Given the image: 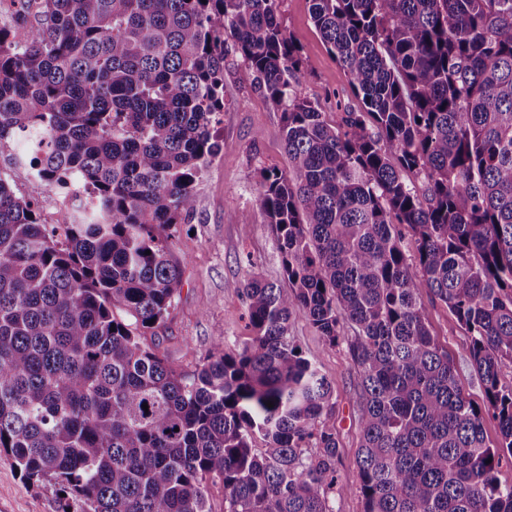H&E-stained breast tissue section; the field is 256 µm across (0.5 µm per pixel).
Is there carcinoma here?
Masks as SVG:
<instances>
[{"label":"carcinoma","instance_id":"obj_1","mask_svg":"<svg viewBox=\"0 0 512 512\" xmlns=\"http://www.w3.org/2000/svg\"><path fill=\"white\" fill-rule=\"evenodd\" d=\"M12 2L37 25L0 26V142L35 137L18 159L93 201L44 224L0 177V453L22 477L61 512H212L217 486L224 512H332L333 388L290 336L301 314L330 347L355 329L364 512H512V0H310L362 103L336 125L298 93L279 0ZM227 47L281 112L290 168L261 170L259 205L288 288L248 277L251 336L186 370L144 336L180 296L169 240L216 154ZM429 328L439 345L453 360L457 384L466 398L483 406L484 390L478 374L471 365L469 340L447 307L428 294L422 296Z\"/></svg>","mask_w":512,"mask_h":512}]
</instances>
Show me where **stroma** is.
Segmentation results:
<instances>
[{
    "instance_id": "stroma-1",
    "label": "stroma",
    "mask_w": 512,
    "mask_h": 512,
    "mask_svg": "<svg viewBox=\"0 0 512 512\" xmlns=\"http://www.w3.org/2000/svg\"><path fill=\"white\" fill-rule=\"evenodd\" d=\"M279 17L302 48L304 65L296 75L301 97L317 105L332 123L343 113L358 110L346 71L313 23L309 0H281ZM216 142L218 149L196 188V212L170 244L173 257L185 268L180 296L165 326L148 338L159 353L181 366L207 355L216 342L234 345L249 338L241 299L249 273L279 284L284 281L279 243L256 191L261 169L284 171L289 166L281 114L255 88L252 75L232 51L224 56V110ZM19 150L14 143L0 146V176L17 196L37 201L43 223H54V193L44 183L29 181L15 162ZM239 212L249 213L250 223L236 221ZM422 302L432 334L454 363L459 388L468 400L483 404V385L471 365L465 331L444 304L427 294ZM291 335L333 387L338 477L346 487L332 496L333 512H363L355 492L361 405L349 352L354 331L343 325L340 343L332 348L304 316L297 315L291 321ZM0 512H61L60 493L48 482L29 484L12 459L0 454Z\"/></svg>"
}]
</instances>
